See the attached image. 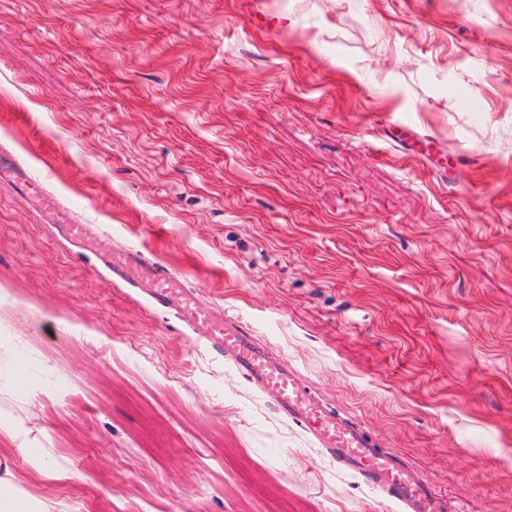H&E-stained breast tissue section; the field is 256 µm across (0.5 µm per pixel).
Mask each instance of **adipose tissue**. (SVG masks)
Here are the masks:
<instances>
[{
    "mask_svg": "<svg viewBox=\"0 0 512 512\" xmlns=\"http://www.w3.org/2000/svg\"><path fill=\"white\" fill-rule=\"evenodd\" d=\"M23 457L30 468L43 478L58 479L52 460L26 443L0 448V512H52L54 501L46 489L31 491L19 482L10 469L13 457Z\"/></svg>",
    "mask_w": 512,
    "mask_h": 512,
    "instance_id": "1",
    "label": "adipose tissue"
}]
</instances>
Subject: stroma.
Segmentation results:
<instances>
[{
  "mask_svg": "<svg viewBox=\"0 0 512 512\" xmlns=\"http://www.w3.org/2000/svg\"><path fill=\"white\" fill-rule=\"evenodd\" d=\"M0 150L54 201L0 181V448L31 426L54 512H400L73 221L512 512V0H0Z\"/></svg>",
  "mask_w": 512,
  "mask_h": 512,
  "instance_id": "stroma-1",
  "label": "stroma"
}]
</instances>
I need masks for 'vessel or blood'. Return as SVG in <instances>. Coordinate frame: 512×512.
Returning a JSON list of instances; mask_svg holds the SVG:
<instances>
[{"mask_svg": "<svg viewBox=\"0 0 512 512\" xmlns=\"http://www.w3.org/2000/svg\"><path fill=\"white\" fill-rule=\"evenodd\" d=\"M68 231L84 239L82 225H69ZM84 241L122 281L142 289L157 307L175 311L190 326L203 327L210 347L230 356L255 387L272 394L277 411L302 426L338 466L396 502L404 512H442L426 484L416 480L399 460L375 448L358 427L326 409L306 391L293 370L273 360L242 327L206 305L183 278L137 250L113 246L109 237Z\"/></svg>", "mask_w": 512, "mask_h": 512, "instance_id": "vessel-or-blood-1", "label": "vessel or blood"}]
</instances>
